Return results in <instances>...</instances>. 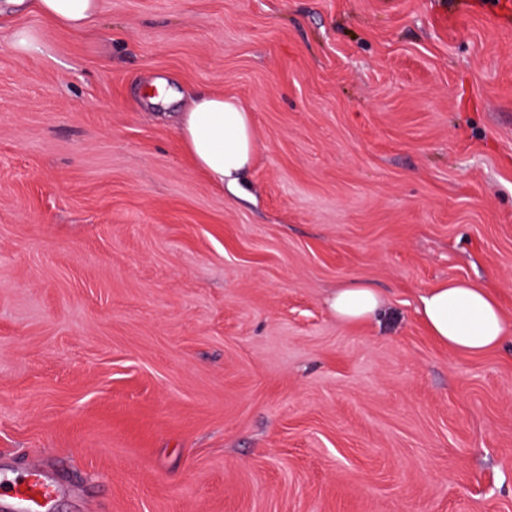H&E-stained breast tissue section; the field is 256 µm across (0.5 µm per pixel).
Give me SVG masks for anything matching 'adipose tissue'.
<instances>
[{
    "instance_id": "adipose-tissue-1",
    "label": "adipose tissue",
    "mask_w": 512,
    "mask_h": 512,
    "mask_svg": "<svg viewBox=\"0 0 512 512\" xmlns=\"http://www.w3.org/2000/svg\"><path fill=\"white\" fill-rule=\"evenodd\" d=\"M33 9L53 24L82 30L94 24L100 0H32ZM176 127L197 167L215 183L240 189L256 153L253 116L236 97L202 93L178 112ZM383 299L359 282L338 288L330 299L337 320L359 323L374 318ZM419 313L431 336L450 350L480 353L500 346L505 319L494 295L479 283L455 279L425 290Z\"/></svg>"
}]
</instances>
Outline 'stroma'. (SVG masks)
Wrapping results in <instances>:
<instances>
[{
  "mask_svg": "<svg viewBox=\"0 0 512 512\" xmlns=\"http://www.w3.org/2000/svg\"><path fill=\"white\" fill-rule=\"evenodd\" d=\"M157 79L247 105L244 193ZM457 278L498 348L429 336ZM35 466L50 512H512V0H0V477ZM31 6L48 21L70 30L91 26L101 12L100 0H32ZM419 313L431 336L448 349L480 353L499 347L505 319L494 295L468 279L442 282L419 297ZM383 306V299L373 288L360 282H351L330 299V307L337 320L343 323H359L374 318Z\"/></svg>",
  "mask_w": 512,
  "mask_h": 512,
  "instance_id": "35a3bbf8",
  "label": "stroma"
}]
</instances>
